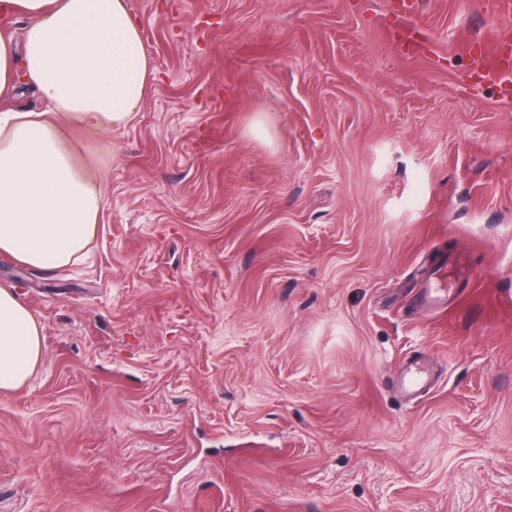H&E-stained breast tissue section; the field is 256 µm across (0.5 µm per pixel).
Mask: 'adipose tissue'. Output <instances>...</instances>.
Wrapping results in <instances>:
<instances>
[{"label":"adipose tissue","instance_id":"ef3b65f1","mask_svg":"<svg viewBox=\"0 0 512 512\" xmlns=\"http://www.w3.org/2000/svg\"><path fill=\"white\" fill-rule=\"evenodd\" d=\"M0 254L35 268L83 259L105 189L76 164L71 129L132 125L155 81L131 0H0ZM39 107H14L19 87ZM43 329L15 289L0 288V391L25 385L43 358Z\"/></svg>","mask_w":512,"mask_h":512}]
</instances>
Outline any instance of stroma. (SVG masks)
<instances>
[{
	"label": "stroma",
	"mask_w": 512,
	"mask_h": 512,
	"mask_svg": "<svg viewBox=\"0 0 512 512\" xmlns=\"http://www.w3.org/2000/svg\"><path fill=\"white\" fill-rule=\"evenodd\" d=\"M133 3L158 79L134 125L73 135L106 181L90 258L0 257L43 327L0 392V512H512V103L461 50L482 0ZM410 358L436 375L412 401Z\"/></svg>",
	"instance_id": "35a3bbf8"
}]
</instances>
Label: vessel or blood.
I'll return each mask as SVG.
<instances>
[{"mask_svg": "<svg viewBox=\"0 0 512 512\" xmlns=\"http://www.w3.org/2000/svg\"><path fill=\"white\" fill-rule=\"evenodd\" d=\"M494 28L500 38L498 46L481 49L477 68L483 79L496 81L502 98L512 99V0H491ZM468 272L465 261L456 260L447 269L437 270L438 286L428 288L422 301L432 308H442L448 295L443 280H457ZM433 375L427 363L410 360L403 364L397 378V390L404 398H412L429 390Z\"/></svg>", "mask_w": 512, "mask_h": 512, "instance_id": "b4317fda", "label": "vessel or blood"}]
</instances>
